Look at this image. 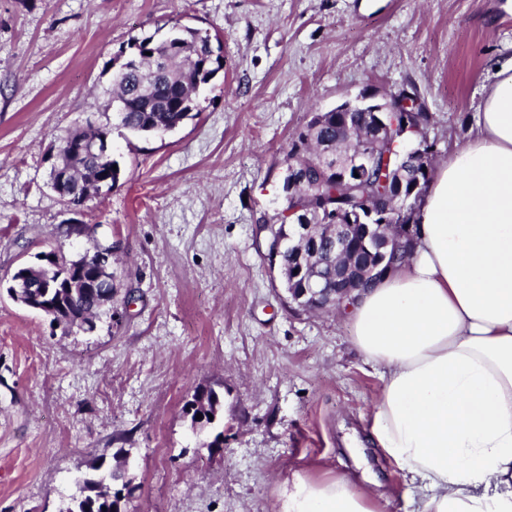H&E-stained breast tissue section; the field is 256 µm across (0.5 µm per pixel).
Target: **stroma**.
Returning <instances> with one entry per match:
<instances>
[{"label": "stroma", "mask_w": 512, "mask_h": 512, "mask_svg": "<svg viewBox=\"0 0 512 512\" xmlns=\"http://www.w3.org/2000/svg\"><path fill=\"white\" fill-rule=\"evenodd\" d=\"M176 22L217 35L224 66L194 119L133 134L112 58ZM509 61L512 0H0V512H66L98 458L136 486L123 512H273L301 463L362 466L408 512L407 480L368 439L379 374L342 312L289 302L255 229L277 219L289 140L313 113L413 92L441 163ZM90 125L120 176L73 210L50 153ZM113 240L118 292L94 330L8 295L41 252ZM209 390L221 410L194 427L184 406Z\"/></svg>", "instance_id": "obj_1"}]
</instances>
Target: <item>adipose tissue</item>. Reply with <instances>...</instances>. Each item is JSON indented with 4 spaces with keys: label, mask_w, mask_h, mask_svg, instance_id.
Wrapping results in <instances>:
<instances>
[{
    "label": "adipose tissue",
    "mask_w": 512,
    "mask_h": 512,
    "mask_svg": "<svg viewBox=\"0 0 512 512\" xmlns=\"http://www.w3.org/2000/svg\"><path fill=\"white\" fill-rule=\"evenodd\" d=\"M415 222L406 259L342 305L382 381L371 436L409 479L412 512H512V65ZM356 479L295 468L274 512H390Z\"/></svg>",
    "instance_id": "1"
}]
</instances>
